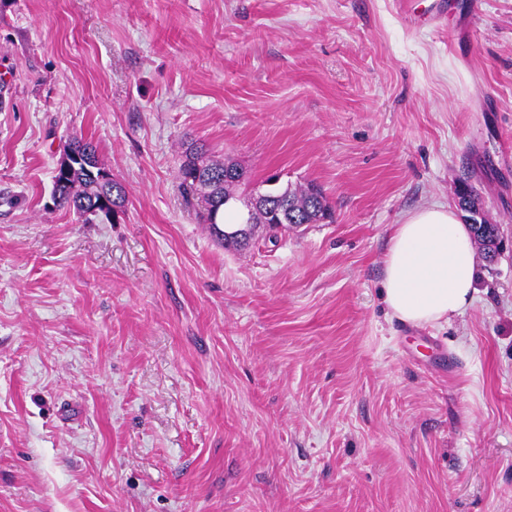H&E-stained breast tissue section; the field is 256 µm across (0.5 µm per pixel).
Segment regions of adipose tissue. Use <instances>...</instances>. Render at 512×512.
Returning a JSON list of instances; mask_svg holds the SVG:
<instances>
[{
  "instance_id": "1",
  "label": "adipose tissue",
  "mask_w": 512,
  "mask_h": 512,
  "mask_svg": "<svg viewBox=\"0 0 512 512\" xmlns=\"http://www.w3.org/2000/svg\"><path fill=\"white\" fill-rule=\"evenodd\" d=\"M477 294L476 251L454 209L422 206L395 225L380 282L389 318L440 326L462 315Z\"/></svg>"
}]
</instances>
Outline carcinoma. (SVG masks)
Here are the masks:
<instances>
[{"mask_svg":"<svg viewBox=\"0 0 512 512\" xmlns=\"http://www.w3.org/2000/svg\"><path fill=\"white\" fill-rule=\"evenodd\" d=\"M203 150L204 146L193 144L186 150L179 167L180 186L187 201L201 204L200 220L216 234L224 225V207L247 192L250 181L224 179V163H204ZM66 158L71 161L70 167L53 176L52 197L57 205L73 210L85 224L107 219L103 207L106 201L119 208L125 206L127 195L120 182L114 178L102 181L91 176L90 169L102 168L92 143L73 140L67 147ZM268 195L271 196L268 206L253 208L244 222L318 224L329 216L326 198L313 184L293 187L276 183L268 187ZM458 204L467 213L466 222L479 245L482 259L487 263L494 262L500 255L498 225L485 218L478 200L470 192H464Z\"/></svg>","mask_w":512,"mask_h":512,"instance_id":"carcinoma-1","label":"carcinoma"}]
</instances>
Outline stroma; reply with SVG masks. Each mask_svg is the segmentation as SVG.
I'll list each match as a JSON object with an SVG mask.
<instances>
[{
	"label": "stroma",
	"instance_id": "obj_1",
	"mask_svg": "<svg viewBox=\"0 0 512 512\" xmlns=\"http://www.w3.org/2000/svg\"><path fill=\"white\" fill-rule=\"evenodd\" d=\"M0 0V512H512V0ZM74 139L127 204L51 198ZM332 216L225 248L188 144ZM469 185L505 248L386 317L395 224Z\"/></svg>",
	"mask_w": 512,
	"mask_h": 512
}]
</instances>
